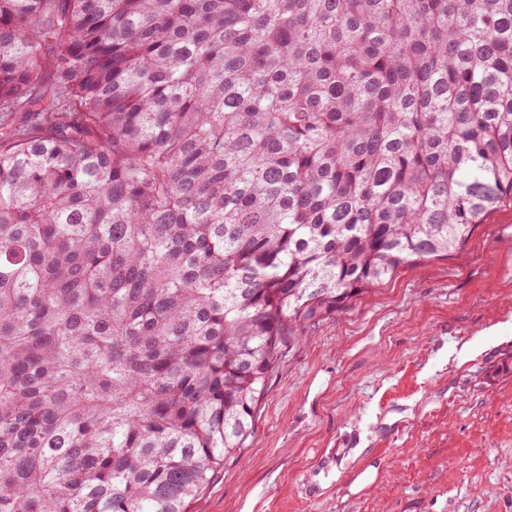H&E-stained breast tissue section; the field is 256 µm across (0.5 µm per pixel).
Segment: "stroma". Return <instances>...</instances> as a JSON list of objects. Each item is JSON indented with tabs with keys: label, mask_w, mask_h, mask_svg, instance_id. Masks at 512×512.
<instances>
[{
	"label": "stroma",
	"mask_w": 512,
	"mask_h": 512,
	"mask_svg": "<svg viewBox=\"0 0 512 512\" xmlns=\"http://www.w3.org/2000/svg\"><path fill=\"white\" fill-rule=\"evenodd\" d=\"M187 512H512V196L291 346Z\"/></svg>",
	"instance_id": "35a3bbf8"
}]
</instances>
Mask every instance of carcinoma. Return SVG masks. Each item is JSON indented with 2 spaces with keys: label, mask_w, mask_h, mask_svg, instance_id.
Segmentation results:
<instances>
[{
  "label": "carcinoma",
  "mask_w": 512,
  "mask_h": 512,
  "mask_svg": "<svg viewBox=\"0 0 512 512\" xmlns=\"http://www.w3.org/2000/svg\"><path fill=\"white\" fill-rule=\"evenodd\" d=\"M0 120V512H186L512 194V0H0Z\"/></svg>",
  "instance_id": "obj_1"
}]
</instances>
